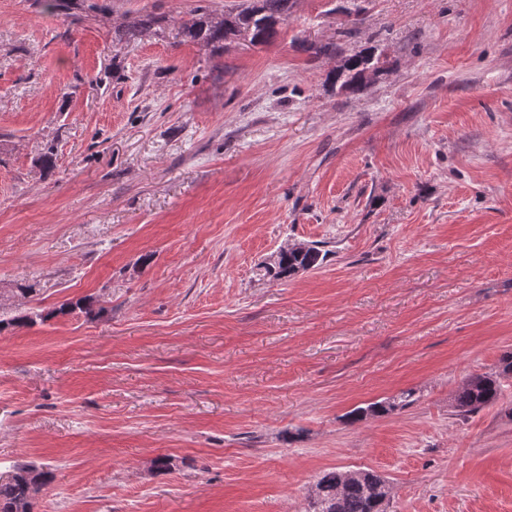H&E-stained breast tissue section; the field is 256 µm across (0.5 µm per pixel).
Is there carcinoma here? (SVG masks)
I'll return each mask as SVG.
<instances>
[{
  "instance_id": "obj_1",
  "label": "carcinoma",
  "mask_w": 512,
  "mask_h": 512,
  "mask_svg": "<svg viewBox=\"0 0 512 512\" xmlns=\"http://www.w3.org/2000/svg\"><path fill=\"white\" fill-rule=\"evenodd\" d=\"M294 5L295 0H241L220 16L207 11L197 13L182 25V34L187 41L215 50L224 49V44L242 35L248 36L253 45L265 44L277 35L278 25L288 20ZM155 25L154 18L142 16L118 29L117 35L135 41L151 33ZM376 52L377 48L369 47L346 58L341 68L331 74L332 84L349 93L364 91L367 81L363 73L369 62L379 60ZM322 260L317 248L295 243L281 248L262 268L265 274L282 280L294 276L300 269H313ZM77 309L90 316L94 313L93 301L85 297L65 302L55 314L68 315ZM39 317L41 314L30 309L19 310L12 316L0 318V331L32 325ZM500 374H512L511 351L500 357L499 374L472 375L457 389L452 398L454 410L470 413L496 403L500 396ZM404 406L401 401L376 402L353 410L350 419L358 421L368 415L380 417ZM49 482V472L31 463H14L6 475H0V512H33L34 494ZM312 492L310 512H384L382 499L388 494L385 479L371 470L361 480L348 479L344 471H328L317 480Z\"/></svg>"
}]
</instances>
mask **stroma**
<instances>
[{"instance_id": "obj_1", "label": "stroma", "mask_w": 512, "mask_h": 512, "mask_svg": "<svg viewBox=\"0 0 512 512\" xmlns=\"http://www.w3.org/2000/svg\"><path fill=\"white\" fill-rule=\"evenodd\" d=\"M233 4L0 0V289L42 315L0 333V472H51L34 512H308L334 469L390 512H512V376L451 406L512 351V0H296L269 44L182 40ZM294 243L322 263L265 276ZM157 23L158 22L150 16H140V18L122 28H118L117 35L120 39L135 41L151 33ZM377 50V47H369L346 58L341 68L336 69L331 74L332 84L336 85L341 91L349 93L363 92L368 84L363 77V73L370 61H372V64H378L380 55H376ZM512 374V352L499 359V373L471 375L455 392L452 407L458 413H470L497 402L500 396L498 376ZM406 399L396 402L393 401H385V402H376L372 403L366 408H357L351 412L349 415L351 421L362 420L366 416L380 417L389 414L397 410L398 408H403L406 403H403Z\"/></svg>"}]
</instances>
